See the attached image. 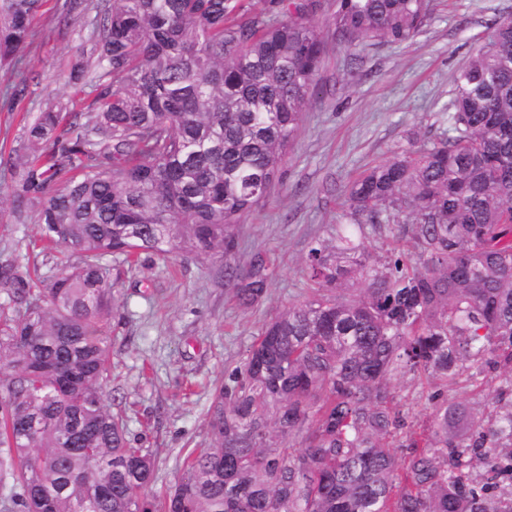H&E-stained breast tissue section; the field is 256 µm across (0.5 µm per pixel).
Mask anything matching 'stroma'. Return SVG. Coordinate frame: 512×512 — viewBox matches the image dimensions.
Instances as JSON below:
<instances>
[{
	"label": "stroma",
	"mask_w": 512,
	"mask_h": 512,
	"mask_svg": "<svg viewBox=\"0 0 512 512\" xmlns=\"http://www.w3.org/2000/svg\"><path fill=\"white\" fill-rule=\"evenodd\" d=\"M65 0H43L26 68L0 62V265L38 266L45 281L75 264L77 254L43 253L37 209L15 214L16 182L6 163L40 112L90 105L75 79L87 59L92 14L58 22ZM333 0L314 16L324 41L318 85L309 97L293 148L267 196L240 219L237 248L224 257L147 258L135 269L109 260L116 306L108 320L112 356L106 403L128 416L132 446L149 449L154 481L148 495L172 488L190 452L209 444L208 408L215 387L242 367L263 324L309 296L305 259L346 210L344 189L370 167L423 145L448 128L453 75L494 22L511 18L512 0H430L424 25L409 43L338 45L330 27ZM26 79L25 97L8 106L5 90ZM265 259L267 290L239 306L219 277L225 265L248 269ZM434 385L395 377L391 391L414 431L431 421Z\"/></svg>",
	"instance_id": "obj_1"
}]
</instances>
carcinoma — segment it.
<instances>
[{
  "label": "carcinoma",
  "mask_w": 512,
  "mask_h": 512,
  "mask_svg": "<svg viewBox=\"0 0 512 512\" xmlns=\"http://www.w3.org/2000/svg\"><path fill=\"white\" fill-rule=\"evenodd\" d=\"M41 0H0V57L24 52ZM430 0H336V42L403 44ZM318 0H68L95 12L91 105L51 109L15 150L16 214L79 255L48 288L0 267L4 509L30 512H512V19L453 77L448 129L362 174L346 222L311 242V295L266 322L215 390L210 441L173 492L148 499L154 463L103 398L114 305L101 259L222 256L281 171L318 81ZM411 251L374 257L364 230ZM265 262L224 284L250 307ZM439 383L432 424L387 440L406 414L390 381ZM467 375L482 411L448 400ZM301 438L300 446L293 444ZM487 465L479 479L475 465Z\"/></svg>",
  "instance_id": "cac0c4a2"
}]
</instances>
